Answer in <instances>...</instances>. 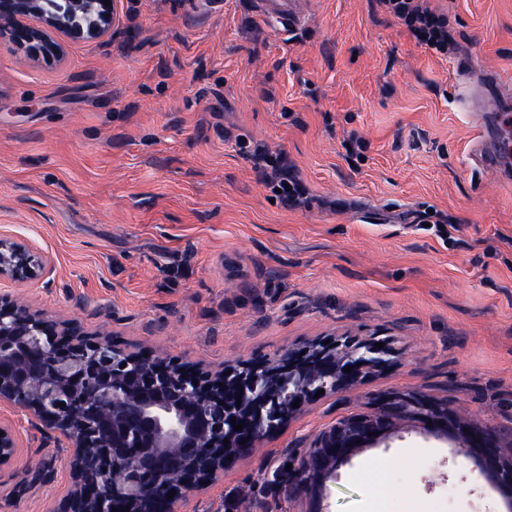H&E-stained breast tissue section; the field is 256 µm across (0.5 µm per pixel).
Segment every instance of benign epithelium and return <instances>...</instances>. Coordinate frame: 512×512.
<instances>
[{"mask_svg":"<svg viewBox=\"0 0 512 512\" xmlns=\"http://www.w3.org/2000/svg\"><path fill=\"white\" fill-rule=\"evenodd\" d=\"M112 22L113 6L104 0H0V43L35 59H58L61 38H100ZM40 264L27 246L0 238V279L23 281ZM375 343L333 337L274 362L212 375L177 359L131 354L0 294V401L33 412L68 442L74 488L60 512H174L188 491L304 412L318 390L334 395L354 386L365 370L386 366L389 349ZM372 406L319 433L307 459L289 471L276 469L273 483L291 493L327 479L354 449L378 444L396 422L417 416L432 422L435 435H462L467 451L512 486V459L504 458L493 428L476 427L458 408L424 394L389 392ZM18 451L16 434L0 426V467L14 462Z\"/></svg>","mask_w":512,"mask_h":512,"instance_id":"obj_1","label":"benign epithelium"}]
</instances>
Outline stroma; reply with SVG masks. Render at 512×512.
Listing matches in <instances>:
<instances>
[{
	"label": "stroma",
	"mask_w": 512,
	"mask_h": 512,
	"mask_svg": "<svg viewBox=\"0 0 512 512\" xmlns=\"http://www.w3.org/2000/svg\"><path fill=\"white\" fill-rule=\"evenodd\" d=\"M429 5L448 17L449 54L376 0H309L289 33L251 0H113L108 36L65 40L57 60L0 45V238L43 261L0 293L211 373L330 336L392 346L388 366L311 404L176 512L503 510V486L420 419L323 485L271 482L391 391L448 402L512 454V183L471 164L453 102L458 59L512 75V0ZM257 144L303 183V204L266 183ZM0 424L21 446L0 468V512H59L67 446L5 404ZM371 459L392 494L365 477Z\"/></svg>",
	"instance_id": "35a3bbf8"
}]
</instances>
